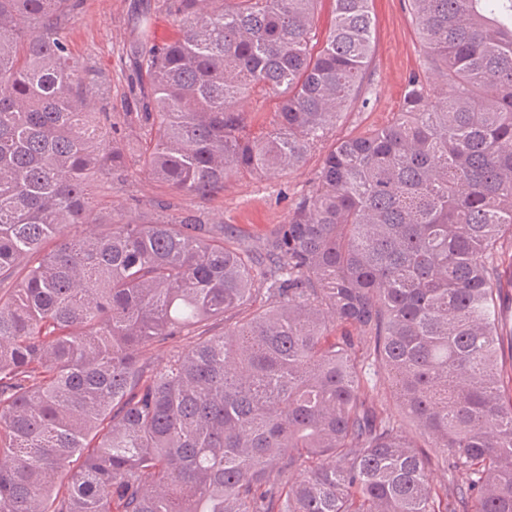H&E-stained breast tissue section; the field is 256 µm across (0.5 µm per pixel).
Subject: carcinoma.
Returning a JSON list of instances; mask_svg holds the SVG:
<instances>
[{"label":"carcinoma","instance_id":"obj_1","mask_svg":"<svg viewBox=\"0 0 512 512\" xmlns=\"http://www.w3.org/2000/svg\"><path fill=\"white\" fill-rule=\"evenodd\" d=\"M320 2L163 0L161 44L141 9L137 152L81 0H0V512H512V0H407L433 79L328 147L266 258L188 213L73 230L104 176L302 166L372 53V0L323 38ZM153 35L157 43H163L172 38L176 32L177 27L174 22V17L169 15L165 9L153 12Z\"/></svg>","mask_w":512,"mask_h":512}]
</instances>
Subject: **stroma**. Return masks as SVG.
Returning a JSON list of instances; mask_svg holds the SVG:
<instances>
[{
  "instance_id": "1",
  "label": "stroma",
  "mask_w": 512,
  "mask_h": 512,
  "mask_svg": "<svg viewBox=\"0 0 512 512\" xmlns=\"http://www.w3.org/2000/svg\"><path fill=\"white\" fill-rule=\"evenodd\" d=\"M135 0H82L77 20L67 29L73 56L107 75L112 84V109L137 111L128 90L133 62L126 51L137 31L132 16ZM375 17L373 54L361 97L330 130L328 141L342 140L389 124L400 111L410 75L424 70L422 43L406 0H372ZM324 147L312 149L304 165L276 178L237 175L221 196L200 200L171 192L140 174L123 183L102 180L96 211L102 219L156 218L158 202H168L169 214L194 211L207 223L223 224L225 231L249 235L265 244L272 229L287 223L297 199L306 194L318 173Z\"/></svg>"
}]
</instances>
